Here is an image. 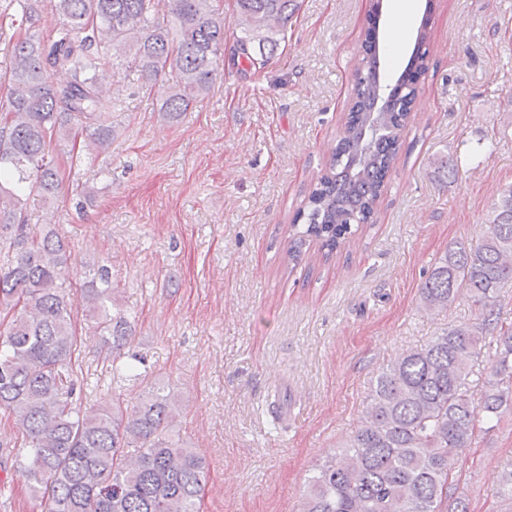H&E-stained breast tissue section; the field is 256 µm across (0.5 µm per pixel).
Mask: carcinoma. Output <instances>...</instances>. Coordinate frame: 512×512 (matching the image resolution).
<instances>
[{"label":"carcinoma","mask_w":512,"mask_h":512,"mask_svg":"<svg viewBox=\"0 0 512 512\" xmlns=\"http://www.w3.org/2000/svg\"><path fill=\"white\" fill-rule=\"evenodd\" d=\"M50 4L49 33L12 42L0 99V411L22 434L8 455L46 512H199L207 461L177 430L181 394L121 360L132 328L112 300L108 267L90 266L71 294L68 243L51 223L27 232L24 212L33 193L46 215L58 211L56 149L99 155L112 147L113 92L100 72L115 54L146 84L173 73L158 111L176 120L210 91L227 32L237 63L260 68L298 2L235 0L230 22L219 0H168L164 17L154 0ZM18 12L31 13L29 0L0 4V34L21 28ZM365 41L354 103L329 171L297 215L306 224L293 233L291 259L309 238L332 252L369 223L409 120L426 55L392 85L380 78L370 28ZM53 68L71 80L54 83ZM505 288H512V187L491 204L483 240L454 242L421 286L422 307L446 309L464 292L481 322L451 327L382 369L342 454L309 480L303 512H469L467 497L455 495V465L512 409V322L495 311ZM80 313L112 343V380L143 386L134 404L114 396L107 406L82 405L84 379L73 360ZM488 334L495 352L477 399L471 377Z\"/></svg>","instance_id":"1"}]
</instances>
